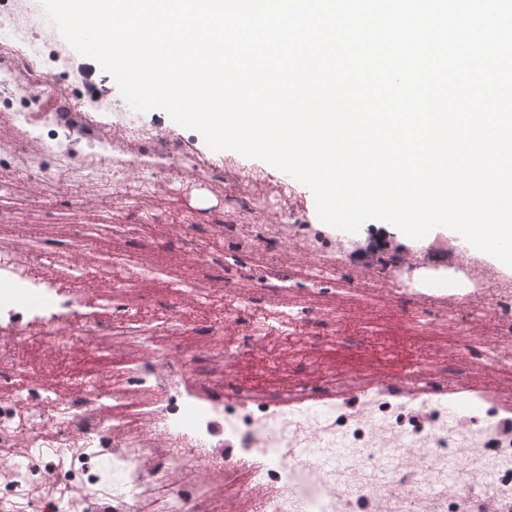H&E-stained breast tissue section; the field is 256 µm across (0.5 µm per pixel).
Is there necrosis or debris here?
I'll return each instance as SVG.
<instances>
[{
    "label": "necrosis or debris",
    "mask_w": 512,
    "mask_h": 512,
    "mask_svg": "<svg viewBox=\"0 0 512 512\" xmlns=\"http://www.w3.org/2000/svg\"><path fill=\"white\" fill-rule=\"evenodd\" d=\"M43 26L20 0H0V170L42 184L49 195L56 172L93 184L130 213L125 234L131 241L144 246L163 240L195 253L201 265L223 268L225 284L249 279L254 289L225 295L214 306L200 295L175 310L193 345L150 350L133 366L113 370L108 383L90 377L59 393L39 386L30 351L78 343L92 354L107 329L152 320L160 310L127 301L135 281L110 264L83 263L91 225H75L65 239L38 240L20 251L0 247V275L9 279L0 289V448L18 451L0 465V512H56L51 498L19 494L21 487L45 485L66 488L82 512H138L160 478L171 482L161 512H215L221 500L244 502V512H512V427L488 398L449 424L444 397L462 379L455 359L433 368L424 398L374 389L340 403L322 387L308 394L306 406L288 410L280 395H254L234 376L215 383L218 357L229 365L259 345L272 357L302 337L332 336L348 344L340 317L305 303L279 305L269 295L285 288L327 289L352 266L354 254L312 237L303 242L309 261L301 273L272 280L256 274V256L276 260L285 238L261 224L246 233L239 229L255 204L238 187L252 182L254 172L220 150L207 158L189 153L184 137L136 121L119 100L99 96L95 109L84 113L78 92L46 93L49 76L66 63ZM76 111L85 125L80 138L70 127ZM105 122L119 140L136 146L132 158L118 157L114 141L100 134ZM135 164L141 174L133 180ZM187 171L201 185L225 186L224 206L210 218L224 227L219 241L201 224L168 237L166 220L141 209L158 186L180 190ZM422 254L417 277L404 274L390 248L376 250L374 258L383 286L408 310L410 322L425 330L436 318L414 281L459 268L461 252L452 241L435 238ZM96 280L108 282L112 293L99 311L88 313L82 309L86 285ZM478 280L476 289L459 281L452 290L488 331L466 343L465 357L504 370L512 367V286L491 270ZM229 324L237 338L228 344ZM140 395L154 398L160 436L117 410ZM58 448L75 451L67 467L52 465ZM217 464L235 479L213 495L203 481Z\"/></svg>",
    "instance_id": "obj_1"
}]
</instances>
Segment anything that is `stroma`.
Instances as JSON below:
<instances>
[{"label":"stroma","mask_w":512,"mask_h":512,"mask_svg":"<svg viewBox=\"0 0 512 512\" xmlns=\"http://www.w3.org/2000/svg\"><path fill=\"white\" fill-rule=\"evenodd\" d=\"M56 181L58 193L48 199L37 183L19 186L13 174L0 173V184L12 188L11 195L0 204L14 214L12 223H0V241L23 248L34 237L61 239L69 235L72 222L77 220L98 227L86 250V260L120 265L127 249L117 228L128 222L125 208L67 175H57ZM293 188L290 205L304 215L305 221L281 226L287 239L278 260L281 272L295 273L305 266L307 258L300 248V240L314 232L335 243L347 239L363 243L370 237L396 242V235L388 232L384 222L378 220L365 222L357 233L351 235L321 222L312 192L298 182ZM223 204V187L197 185L189 175L181 192L158 187L144 199L143 208L153 214L166 215L170 234L179 235L183 232L185 220L200 209H217ZM138 265L162 270L163 277L138 282L136 288L127 294L130 301L144 300L159 307H169L192 300L198 291L217 298L224 294L223 282L210 279L206 270L195 263L193 256L183 250L153 244L141 251ZM311 303L324 312H339L346 328L359 330L357 343L343 348L331 339L315 345L304 341L294 350L280 352L270 365L265 363L261 354L247 355L237 362L232 370L233 376L249 383L255 393H281L285 403L294 407L306 395L308 387L307 379L290 373L294 360L307 362L311 370L338 386L350 384L358 389L366 385L378 386L424 363L439 364L454 348L448 339V326L439 325L428 332L415 329L395 304L390 289L377 287L371 269L361 263L335 292L313 297ZM174 336L181 337L186 343L191 340L186 327L179 323L147 321L118 327L99 337L98 345L103 353L101 359L89 358L76 347L62 363L54 350L45 348L30 353L29 362L45 385L59 388L69 385L71 377L78 372L94 370L105 373L113 366L133 362L148 349L165 346ZM476 395L503 400L511 398L512 374L482 367L469 368L459 397L464 400Z\"/></svg>","instance_id":"stroma-1"}]
</instances>
